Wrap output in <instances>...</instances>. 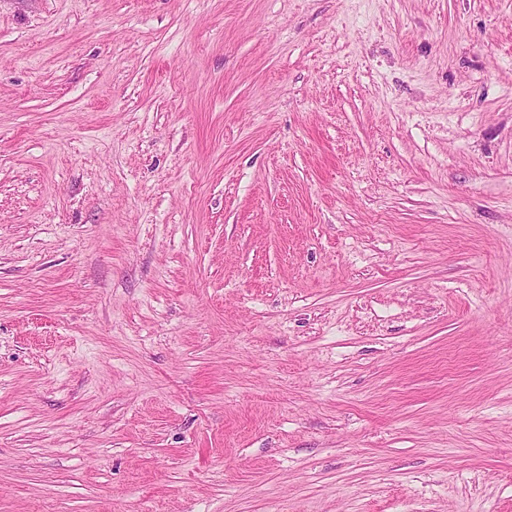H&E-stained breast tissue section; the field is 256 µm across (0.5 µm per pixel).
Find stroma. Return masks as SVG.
Wrapping results in <instances>:
<instances>
[{"label":"stroma","instance_id":"1","mask_svg":"<svg viewBox=\"0 0 512 512\" xmlns=\"http://www.w3.org/2000/svg\"><path fill=\"white\" fill-rule=\"evenodd\" d=\"M0 512H512V0H0Z\"/></svg>","mask_w":512,"mask_h":512}]
</instances>
